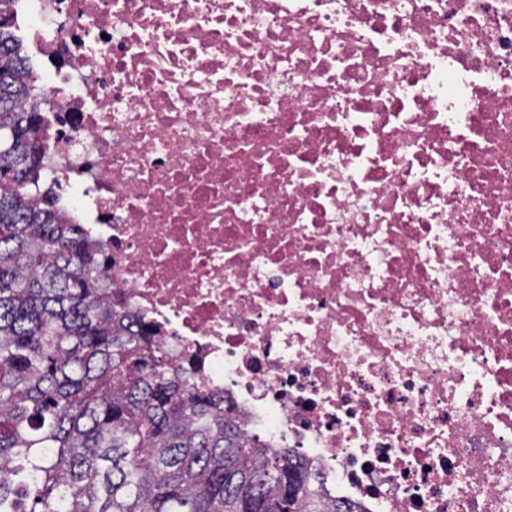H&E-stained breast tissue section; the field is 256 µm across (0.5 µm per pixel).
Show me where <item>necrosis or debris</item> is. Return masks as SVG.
Here are the masks:
<instances>
[{"label":"necrosis or debris","instance_id":"1","mask_svg":"<svg viewBox=\"0 0 512 512\" xmlns=\"http://www.w3.org/2000/svg\"><path fill=\"white\" fill-rule=\"evenodd\" d=\"M12 10L43 186L173 366L328 503L512 512V0Z\"/></svg>","mask_w":512,"mask_h":512}]
</instances>
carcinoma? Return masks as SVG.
Instances as JSON below:
<instances>
[{
  "instance_id": "obj_1",
  "label": "carcinoma",
  "mask_w": 512,
  "mask_h": 512,
  "mask_svg": "<svg viewBox=\"0 0 512 512\" xmlns=\"http://www.w3.org/2000/svg\"><path fill=\"white\" fill-rule=\"evenodd\" d=\"M0 0V512L325 510L311 464L255 446L108 288L41 181L35 78Z\"/></svg>"
}]
</instances>
